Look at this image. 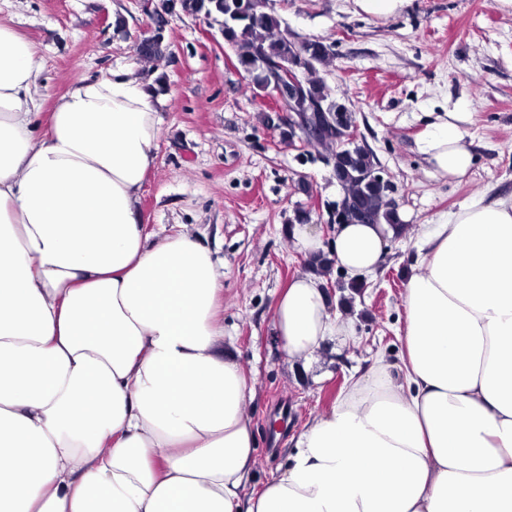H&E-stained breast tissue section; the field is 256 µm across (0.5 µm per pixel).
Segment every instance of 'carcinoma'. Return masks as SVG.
<instances>
[{"label": "carcinoma", "mask_w": 512, "mask_h": 512, "mask_svg": "<svg viewBox=\"0 0 512 512\" xmlns=\"http://www.w3.org/2000/svg\"><path fill=\"white\" fill-rule=\"evenodd\" d=\"M173 14L204 16L222 20L224 41L233 47L240 69L250 78L254 89L268 88L265 65L288 64V58L299 49V38L281 28L278 17L269 6V0H157L149 12L154 25L153 34L135 45L136 52L146 58L162 57L169 52L165 38L168 17ZM312 49L313 65L307 70L306 89L310 100L334 113L339 103L332 95L326 80L319 75L318 66L331 59V47L320 39H308ZM311 123L319 135L318 145L331 146L332 171L345 195L359 199L365 205L361 223L394 222L395 210L384 200L380 186L364 180V173L378 163L373 153L363 148L348 151L336 140V127L323 120L322 115H311ZM339 304L344 307L362 292L360 283H336Z\"/></svg>", "instance_id": "obj_1"}]
</instances>
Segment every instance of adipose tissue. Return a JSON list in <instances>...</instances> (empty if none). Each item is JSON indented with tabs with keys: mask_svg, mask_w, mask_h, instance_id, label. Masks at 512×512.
Segmentation results:
<instances>
[{
	"mask_svg": "<svg viewBox=\"0 0 512 512\" xmlns=\"http://www.w3.org/2000/svg\"><path fill=\"white\" fill-rule=\"evenodd\" d=\"M41 79L39 44L0 16V512H512V194L415 236L399 360L354 373L251 492L253 387L225 347L223 274L188 231L150 239L139 207L160 95L125 73L75 81L38 140ZM428 119L430 173L462 179L465 113ZM409 234L402 214L337 225L328 246L288 229L355 282ZM324 286L306 272L275 302L289 359L352 333Z\"/></svg>",
	"mask_w": 512,
	"mask_h": 512,
	"instance_id": "adipose-tissue-1",
	"label": "adipose tissue"
}]
</instances>
